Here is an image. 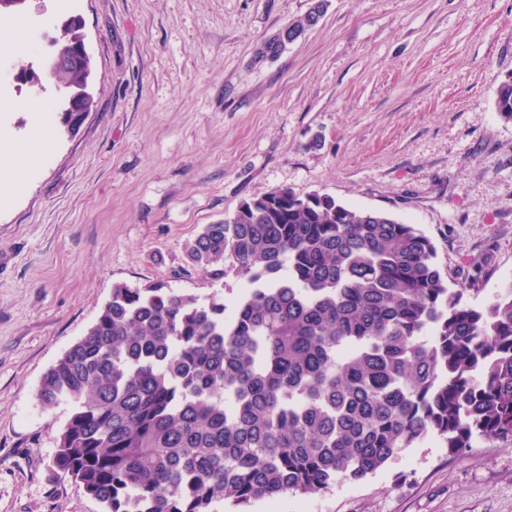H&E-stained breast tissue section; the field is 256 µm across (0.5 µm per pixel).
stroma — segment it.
Returning <instances> with one entry per match:
<instances>
[{
    "mask_svg": "<svg viewBox=\"0 0 512 512\" xmlns=\"http://www.w3.org/2000/svg\"><path fill=\"white\" fill-rule=\"evenodd\" d=\"M312 0H29L10 14L41 74L80 16L94 106L0 201V512H103L52 469L70 415L37 399L44 373L93 325L112 285L205 295L184 245L276 188L382 210L433 238L471 304L512 282V123L495 111L512 76V0H326L277 56L256 50ZM0 152L25 143L44 92L11 80ZM512 512V443L460 455L429 438L360 481L251 512Z\"/></svg>",
    "mask_w": 512,
    "mask_h": 512,
    "instance_id": "obj_1",
    "label": "stroma"
}]
</instances>
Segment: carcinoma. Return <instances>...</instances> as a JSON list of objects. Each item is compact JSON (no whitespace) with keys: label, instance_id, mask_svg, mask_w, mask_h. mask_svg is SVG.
<instances>
[{"label":"carcinoma","instance_id":"1","mask_svg":"<svg viewBox=\"0 0 512 512\" xmlns=\"http://www.w3.org/2000/svg\"><path fill=\"white\" fill-rule=\"evenodd\" d=\"M495 106L512 123V77ZM185 255L210 294L114 284L41 380V404L71 406L54 467L103 512H250L363 479L430 436L451 455L512 442V283L472 306L416 225L277 188Z\"/></svg>","mask_w":512,"mask_h":512}]
</instances>
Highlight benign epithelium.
<instances>
[{"mask_svg":"<svg viewBox=\"0 0 512 512\" xmlns=\"http://www.w3.org/2000/svg\"><path fill=\"white\" fill-rule=\"evenodd\" d=\"M83 21L75 15L65 20L61 26V34L54 39L55 50L48 64V75L54 77L59 72L75 70L79 79L72 83H55L56 89L66 93L68 105L78 102L81 104L80 121H85L93 107V96L89 91L92 73V62L88 54L83 32Z\"/></svg>","mask_w":512,"mask_h":512,"instance_id":"7a95c632","label":"benign epithelium"}]
</instances>
